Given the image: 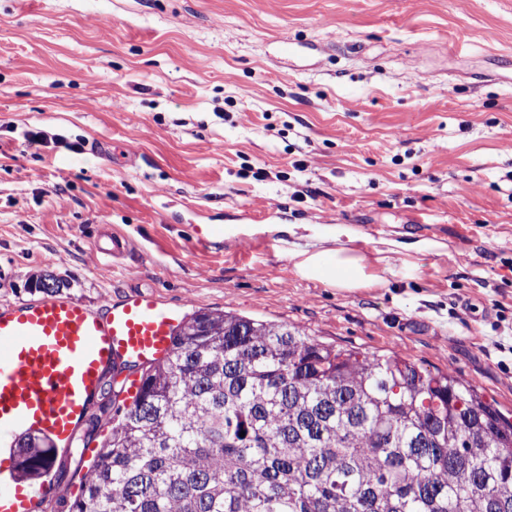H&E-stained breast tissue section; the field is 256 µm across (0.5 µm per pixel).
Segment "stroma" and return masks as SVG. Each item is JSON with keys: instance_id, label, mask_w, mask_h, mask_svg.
<instances>
[{"instance_id": "35a3bbf8", "label": "stroma", "mask_w": 512, "mask_h": 512, "mask_svg": "<svg viewBox=\"0 0 512 512\" xmlns=\"http://www.w3.org/2000/svg\"><path fill=\"white\" fill-rule=\"evenodd\" d=\"M316 235L402 260L342 291L294 267ZM42 279L393 351L512 415V0H0V308Z\"/></svg>"}]
</instances>
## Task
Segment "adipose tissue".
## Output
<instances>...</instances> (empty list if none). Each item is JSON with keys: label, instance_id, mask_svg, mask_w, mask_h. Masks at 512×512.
Wrapping results in <instances>:
<instances>
[{"label": "adipose tissue", "instance_id": "obj_1", "mask_svg": "<svg viewBox=\"0 0 512 512\" xmlns=\"http://www.w3.org/2000/svg\"><path fill=\"white\" fill-rule=\"evenodd\" d=\"M291 254L302 278L319 281L342 290L367 288L374 284V268L389 270L391 259L384 251L368 256L345 248H295Z\"/></svg>", "mask_w": 512, "mask_h": 512}]
</instances>
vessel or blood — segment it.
Instances as JSON below:
<instances>
[{
	"instance_id": "obj_1",
	"label": "vessel or blood",
	"mask_w": 512,
	"mask_h": 512,
	"mask_svg": "<svg viewBox=\"0 0 512 512\" xmlns=\"http://www.w3.org/2000/svg\"><path fill=\"white\" fill-rule=\"evenodd\" d=\"M181 322L180 310L140 293L103 310L55 296L0 308V512H36L67 495L21 474L20 436L70 448L113 369L123 375L118 400L134 404L139 367L171 353Z\"/></svg>"
}]
</instances>
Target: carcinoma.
Segmentation results:
<instances>
[{"instance_id":"carcinoma-1","label":"carcinoma","mask_w":512,"mask_h":512,"mask_svg":"<svg viewBox=\"0 0 512 512\" xmlns=\"http://www.w3.org/2000/svg\"><path fill=\"white\" fill-rule=\"evenodd\" d=\"M112 419L70 512H512V420L396 354L193 313ZM21 467L56 455L24 438Z\"/></svg>"}]
</instances>
